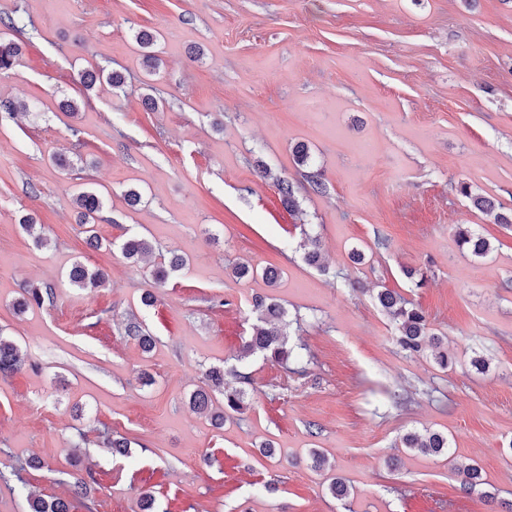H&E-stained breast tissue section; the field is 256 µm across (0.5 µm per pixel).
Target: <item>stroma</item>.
Segmentation results:
<instances>
[{"label":"stroma","instance_id":"35a3bbf8","mask_svg":"<svg viewBox=\"0 0 512 512\" xmlns=\"http://www.w3.org/2000/svg\"><path fill=\"white\" fill-rule=\"evenodd\" d=\"M16 11L35 30L0 73V97L29 106L0 121V329L24 366L0 378V469L42 466L0 484V512H27L30 492L69 495L86 469L98 512H142L147 492L164 512H512V229L459 191L512 206V0H0V16ZM139 28L161 34L151 111ZM85 69L126 82L87 90ZM65 97L77 114L59 109ZM279 177L298 184V211ZM80 182L106 198L104 247L76 222ZM28 213L47 247L20 228ZM460 225L490 241L488 257L461 255ZM306 234L324 269L304 260ZM135 236L186 269L158 283L116 247ZM77 261L107 283L72 286ZM238 263L254 276L236 278ZM27 284L52 286L54 304L17 312ZM382 288L423 308L448 369L400 350ZM258 295L285 308L306 375L239 359ZM132 315L156 338L150 352L124 334ZM211 367L250 377L246 410L220 429L188 405ZM103 426L129 439L128 456L104 447ZM427 430L447 433L454 460L403 448ZM472 463L486 482L466 493L454 467ZM335 477L347 498L330 492Z\"/></svg>","mask_w":512,"mask_h":512}]
</instances>
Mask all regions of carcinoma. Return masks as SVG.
Returning a JSON list of instances; mask_svg holds the SVG:
<instances>
[{
  "label": "carcinoma",
  "instance_id": "cac0c4a2",
  "mask_svg": "<svg viewBox=\"0 0 512 512\" xmlns=\"http://www.w3.org/2000/svg\"><path fill=\"white\" fill-rule=\"evenodd\" d=\"M0 25L5 31L0 33V71L9 70L14 65L16 57L20 53V44L7 36V32L23 34L30 25V21L22 14H15L4 19L0 18ZM158 32L141 30L135 36V42L141 51L142 69L146 76L152 77L159 72L162 61L156 54L155 46L158 42ZM276 186L282 200L288 203V207H296V187L293 181L286 178H277ZM77 204L78 223L84 226L87 234V242L92 246L101 245L100 237L96 229V216L101 211L103 201L101 196L91 191H81L75 195ZM456 239L462 252H468L474 257L483 258L491 252L490 242L479 235L472 233L465 227H459L455 231ZM122 255L139 262L143 257L155 252L154 244L146 239L132 237L121 244ZM185 266L183 257L175 255L172 258L156 264L154 276L156 280L163 282L169 275L181 270ZM68 279L71 285L85 289L96 288L105 282V273L99 269L91 270L80 262L72 265L68 271ZM376 298L384 313L395 323L398 332L397 342L400 347L411 354H419L426 348H433L432 355L436 365L442 369H448V350L440 349V339L430 331L428 319L423 310L405 300L399 293L384 289L377 292ZM55 301L54 288H25L21 297L16 300L14 307L17 311L26 310L34 305L42 307L51 305ZM254 313L258 321L264 326L255 328L248 340L243 343L242 357H248L260 352L264 357L284 368H289L290 362L297 363L292 372L299 375L306 373V368L300 365V355L295 353V348L290 345L288 333L277 327L283 322L285 310L278 303L257 299L253 302ZM127 337L135 341L143 351L151 350L155 345V337L151 336L137 318L127 320L124 325ZM23 361L16 343L0 328V376L9 377L21 370ZM226 372L217 367L205 371L206 388L199 389L190 396V405L198 413L210 418L212 424L220 427L224 424L226 410L238 412L243 407L245 391L241 388H230L225 383ZM220 395L224 401V410L213 408V396ZM403 447L417 453L431 456H447L450 448L448 437L440 432L406 433L402 437ZM461 487L468 491L482 481L481 469L476 464H468L460 469ZM98 480L94 473L89 471L84 477L75 478L74 487L76 494L86 512H96V501L93 497ZM28 512H71L72 501L63 497L46 499L42 496L30 494L27 497Z\"/></svg>",
  "mask_w": 512,
  "mask_h": 512
}]
</instances>
